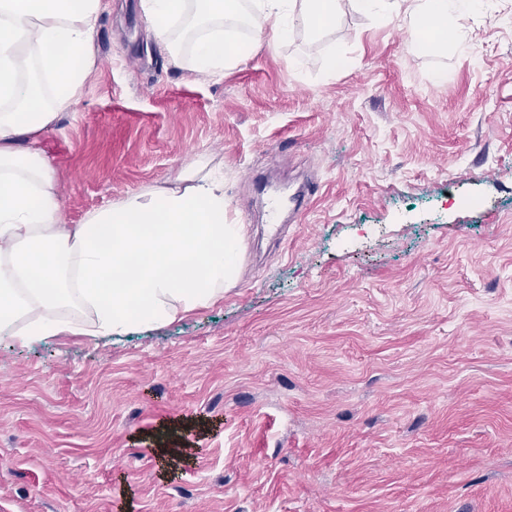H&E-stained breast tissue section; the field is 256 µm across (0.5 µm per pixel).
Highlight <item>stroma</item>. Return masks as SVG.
<instances>
[{"mask_svg":"<svg viewBox=\"0 0 512 512\" xmlns=\"http://www.w3.org/2000/svg\"><path fill=\"white\" fill-rule=\"evenodd\" d=\"M341 0L218 77L140 0L40 145L64 223L208 154L245 227L222 301L123 338L0 346V512H512V0L449 35ZM321 190L280 240L263 191ZM198 426L161 479L151 437Z\"/></svg>","mask_w":512,"mask_h":512,"instance_id":"obj_1","label":"stroma"}]
</instances>
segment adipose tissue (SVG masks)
Here are the masks:
<instances>
[{"label":"adipose tissue","mask_w":512,"mask_h":512,"mask_svg":"<svg viewBox=\"0 0 512 512\" xmlns=\"http://www.w3.org/2000/svg\"><path fill=\"white\" fill-rule=\"evenodd\" d=\"M338 0H255L260 31L284 42L294 8L336 14ZM156 41L179 56L177 24L196 28L194 72L222 74L252 45L226 34L242 0H142ZM106 0H0V344L72 334L123 336L222 300L238 279L244 227L226 220L224 177L197 155L172 187L59 220L55 171L39 136L75 105L96 64Z\"/></svg>","instance_id":"obj_1"}]
</instances>
